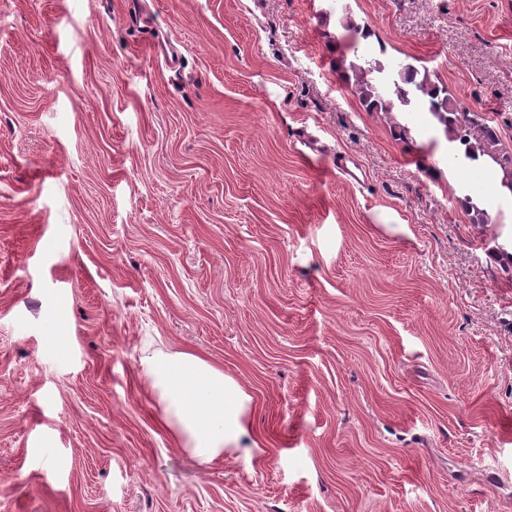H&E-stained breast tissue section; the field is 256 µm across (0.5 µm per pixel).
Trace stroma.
<instances>
[{"instance_id":"stroma-1","label":"stroma","mask_w":512,"mask_h":512,"mask_svg":"<svg viewBox=\"0 0 512 512\" xmlns=\"http://www.w3.org/2000/svg\"><path fill=\"white\" fill-rule=\"evenodd\" d=\"M348 24L512 155V0H0V512H512L507 172L473 223ZM154 351L240 384L251 455L175 445ZM381 70L382 67L377 60H364L363 64H350L352 76H346L347 80H350L351 78L354 80V85L359 87L361 93L369 99V104L374 107H378L379 100L386 95L384 89L374 83L375 77H371L374 73H379ZM384 72L385 69L379 73L378 79L384 87L389 88V86L392 85L394 78L392 75L388 78Z\"/></svg>"}]
</instances>
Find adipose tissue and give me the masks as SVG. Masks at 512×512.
Returning <instances> with one entry per match:
<instances>
[{
	"label": "adipose tissue",
	"mask_w": 512,
	"mask_h": 512,
	"mask_svg": "<svg viewBox=\"0 0 512 512\" xmlns=\"http://www.w3.org/2000/svg\"><path fill=\"white\" fill-rule=\"evenodd\" d=\"M141 375L163 410V423L186 451L205 463L251 454L244 417L251 401L234 379L188 353L142 359Z\"/></svg>",
	"instance_id": "ef3b65f1"
}]
</instances>
